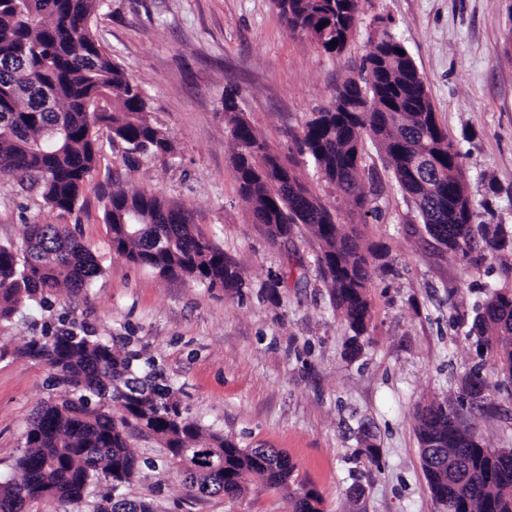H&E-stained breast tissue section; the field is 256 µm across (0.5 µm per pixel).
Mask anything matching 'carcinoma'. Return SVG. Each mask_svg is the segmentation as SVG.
Wrapping results in <instances>:
<instances>
[{
  "label": "carcinoma",
  "mask_w": 512,
  "mask_h": 512,
  "mask_svg": "<svg viewBox=\"0 0 512 512\" xmlns=\"http://www.w3.org/2000/svg\"><path fill=\"white\" fill-rule=\"evenodd\" d=\"M0 0V180L39 194L51 209L70 212L103 148L109 130L123 157L167 158L175 146L153 122L138 83L98 41L93 18L99 0ZM288 31L329 55L346 49L359 21L361 0H271ZM404 54H399L398 50ZM98 97L104 107L85 111ZM224 120L238 193L263 226L269 243L288 241L298 224L318 241V266L336 311L353 332L346 354L372 319L374 261L383 247L361 242L339 222L305 181L298 164L283 159L245 118L234 93L224 94ZM288 141L317 174L339 188L364 216L379 211L365 191L366 140L380 147L401 193L438 248L472 261V253L502 258L512 236L501 224L473 222L463 153L436 115L416 64L382 26L359 77H349ZM112 250L159 276L183 277L211 289L238 292L241 271L224 250L193 231L183 212L146 191L115 189L104 209ZM102 268L89 246L64 224H30L24 245H0V323L22 308L49 303L62 291L92 286ZM481 365L463 381L461 395L483 400L490 384L483 365L512 387V288H493L472 307L468 333ZM22 353L42 361L67 387L35 410L24 435L18 473L0 481V512H38L52 499L61 507L106 483L92 512H158L148 497L130 498L124 487L141 471L131 442L149 437L165 448L168 467L196 497L241 493L251 477L287 488L295 464L274 448H242L221 432L203 428L181 408L155 361L72 323L53 335L31 337ZM417 439L422 469L444 512H512V453L483 446L454 403L424 405ZM312 489L293 497V512H321Z\"/></svg>",
  "instance_id": "carcinoma-1"
}]
</instances>
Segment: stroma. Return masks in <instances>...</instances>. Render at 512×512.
<instances>
[{
  "label": "stroma",
  "mask_w": 512,
  "mask_h": 512,
  "mask_svg": "<svg viewBox=\"0 0 512 512\" xmlns=\"http://www.w3.org/2000/svg\"><path fill=\"white\" fill-rule=\"evenodd\" d=\"M382 20L459 143L475 223L512 226V0H361L360 22L338 56L289 33L270 0H102L95 35L143 87L178 154L128 162L105 144L70 212L0 181V244L22 245L29 224H65L103 269L88 290L0 324V479L15 473L33 410L59 391L52 371L19 348L64 317L155 359L203 429L244 448L286 453L295 488L317 491L323 512H442L422 470L416 410L459 395L477 361L470 305L485 287L502 284L498 264L463 262L412 232L414 207L375 146L366 148L365 187L381 210L364 222L301 165L342 223L387 248L390 270L370 290V336L360 354L346 357L350 330L319 275L316 239L300 225L273 245L253 224L224 124L231 89L248 121L287 152L285 130L300 128L338 84L358 75ZM118 184L160 194L188 213L241 268L245 288L227 293L162 279L114 253L103 214ZM285 266L291 275L273 285ZM463 414L486 447L512 448V395L490 391ZM369 434L381 450L376 465L365 452ZM133 449L147 465L127 493L156 499L163 512H292L287 491L258 477L233 498L192 496L155 440H134Z\"/></svg>",
  "instance_id": "1"
}]
</instances>
